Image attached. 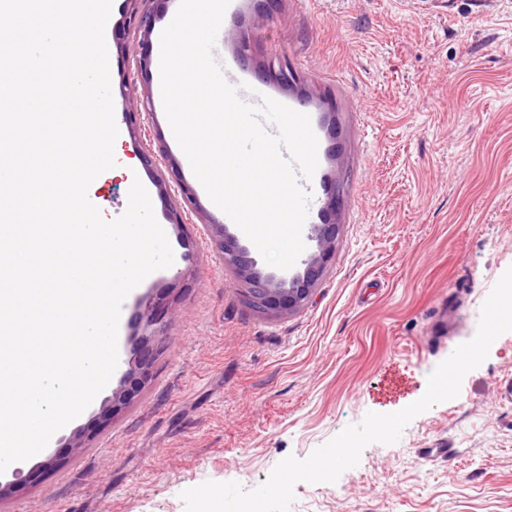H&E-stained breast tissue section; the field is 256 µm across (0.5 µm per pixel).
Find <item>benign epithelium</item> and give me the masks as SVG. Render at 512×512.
Returning <instances> with one entry per match:
<instances>
[{"label":"benign epithelium","instance_id":"benign-epithelium-1","mask_svg":"<svg viewBox=\"0 0 512 512\" xmlns=\"http://www.w3.org/2000/svg\"><path fill=\"white\" fill-rule=\"evenodd\" d=\"M165 0H123L122 17L112 32L116 47L123 48L131 35L139 37V42H148L158 16L159 6ZM265 68L271 79L283 86H291L294 76L288 64L278 58L270 59ZM122 94L126 102L125 116L129 125H134L135 117L150 110L149 90L138 89L136 83H122ZM180 200L166 212L168 223L184 224V214L197 209V197L192 186L179 185ZM339 225H311V239L317 242V251L304 260L302 273L292 279L278 278L257 269L255 261L246 249L224 231V225H211L210 240L222 259L231 263L235 276L243 283L245 303L268 316H277L303 307L311 298L318 281L323 276L332 253L336 250Z\"/></svg>","mask_w":512,"mask_h":512}]
</instances>
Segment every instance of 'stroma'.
I'll return each instance as SVG.
<instances>
[{"mask_svg":"<svg viewBox=\"0 0 512 512\" xmlns=\"http://www.w3.org/2000/svg\"><path fill=\"white\" fill-rule=\"evenodd\" d=\"M179 0H166L140 47L108 44L115 112L121 75L146 80L152 104L124 132L123 153L165 147L178 178L195 185L169 133L159 82L160 37ZM258 0H231L216 52L241 82L305 113L318 139L307 221L339 226L336 251L301 309L250 310L242 283L214 251L207 227L250 241L197 188L198 213L166 225L169 268L125 299L118 366L109 384L40 456L61 459L37 482L33 460L0 479L22 478L0 512H186L180 494L206 481L252 489L286 457L307 458L366 413L419 400L430 373L477 332L481 307L512 267V0H277L241 60L231 34L257 21ZM298 76L283 87L269 58ZM346 178L335 211L331 183ZM154 174L108 176L88 190L111 221L134 180L156 218L167 200ZM150 378L105 420L106 402L133 359ZM512 332L468 372L459 395L417 415L398 442L372 443L334 483H299L290 512H512ZM91 433L86 448L67 443ZM449 446L445 462L426 448Z\"/></svg>","mask_w":512,"mask_h":512,"instance_id":"stroma-1","label":"stroma"}]
</instances>
